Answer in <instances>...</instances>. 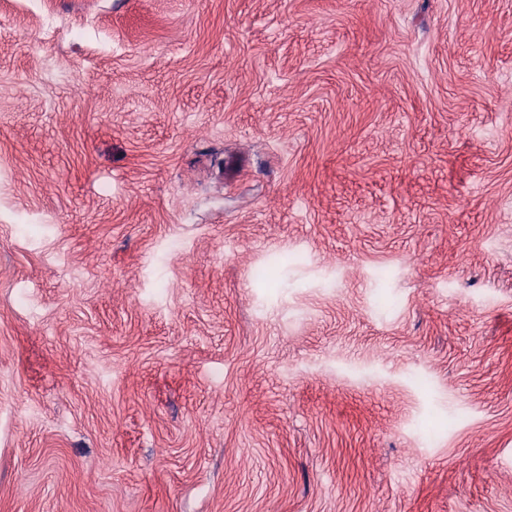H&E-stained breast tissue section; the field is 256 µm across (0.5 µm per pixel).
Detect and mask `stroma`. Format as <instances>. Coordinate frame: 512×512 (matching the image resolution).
<instances>
[{"instance_id":"1","label":"stroma","mask_w":512,"mask_h":512,"mask_svg":"<svg viewBox=\"0 0 512 512\" xmlns=\"http://www.w3.org/2000/svg\"><path fill=\"white\" fill-rule=\"evenodd\" d=\"M0 512H512V0H0Z\"/></svg>"}]
</instances>
